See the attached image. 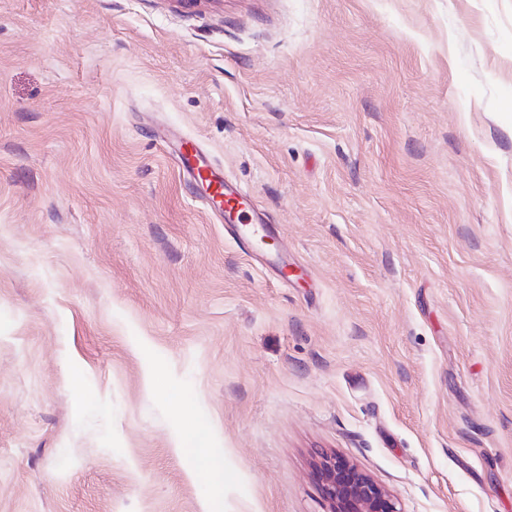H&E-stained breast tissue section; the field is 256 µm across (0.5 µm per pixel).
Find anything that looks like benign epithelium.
I'll return each instance as SVG.
<instances>
[{"instance_id": "benign-epithelium-1", "label": "benign epithelium", "mask_w": 512, "mask_h": 512, "mask_svg": "<svg viewBox=\"0 0 512 512\" xmlns=\"http://www.w3.org/2000/svg\"><path fill=\"white\" fill-rule=\"evenodd\" d=\"M315 477L329 512H402L395 497L358 466L321 451Z\"/></svg>"}]
</instances>
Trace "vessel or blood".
Instances as JSON below:
<instances>
[{
	"mask_svg": "<svg viewBox=\"0 0 512 512\" xmlns=\"http://www.w3.org/2000/svg\"><path fill=\"white\" fill-rule=\"evenodd\" d=\"M184 171L206 186V205L214 217L223 218L225 224L235 229V240L245 254H259L260 239L268 236L269 228L264 224H247L241 217L254 206V200L248 193L228 187L224 181V172L220 165L205 155L202 146L185 141L180 157Z\"/></svg>",
	"mask_w": 512,
	"mask_h": 512,
	"instance_id": "b4317fda",
	"label": "vessel or blood"
}]
</instances>
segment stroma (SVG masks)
Here are the masks:
<instances>
[{
    "label": "stroma",
    "instance_id": "35a3bbf8",
    "mask_svg": "<svg viewBox=\"0 0 512 512\" xmlns=\"http://www.w3.org/2000/svg\"><path fill=\"white\" fill-rule=\"evenodd\" d=\"M320 449L512 512V0H0V512H328ZM184 152L180 157L184 171L195 180L206 185V205L215 217L224 218L225 224L235 228V240L247 255H261L260 239L269 236L268 224H247L240 218L254 206V200L248 193L225 184L224 171L204 154L203 147L184 140ZM182 145V147H183ZM203 444L201 440L197 438L195 434H188L184 438L181 439L179 444L177 445V449L179 452L183 453L184 455L193 457L197 459L200 463L207 461L210 465L208 467V470L212 472L215 476L219 477L220 480H223V474H221V471L218 469V466L216 465V461L212 458H208L203 450Z\"/></svg>",
    "mask_w": 512,
    "mask_h": 512
}]
</instances>
